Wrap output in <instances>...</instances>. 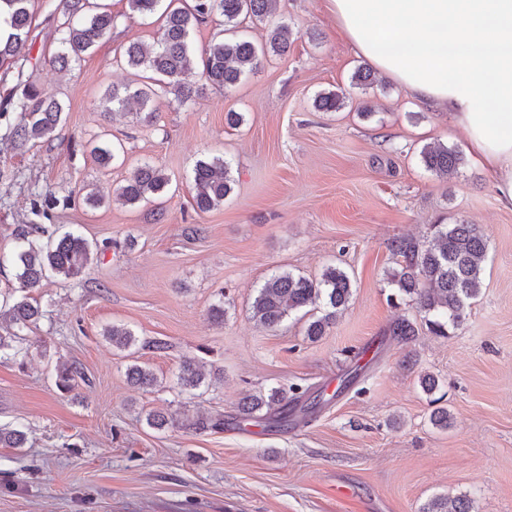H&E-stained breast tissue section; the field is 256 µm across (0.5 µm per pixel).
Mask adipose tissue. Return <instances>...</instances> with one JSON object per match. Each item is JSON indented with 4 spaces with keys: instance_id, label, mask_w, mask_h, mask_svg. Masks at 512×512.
Masks as SVG:
<instances>
[{
    "instance_id": "1",
    "label": "adipose tissue",
    "mask_w": 512,
    "mask_h": 512,
    "mask_svg": "<svg viewBox=\"0 0 512 512\" xmlns=\"http://www.w3.org/2000/svg\"><path fill=\"white\" fill-rule=\"evenodd\" d=\"M354 54L448 113L512 207V0H327Z\"/></svg>"
}]
</instances>
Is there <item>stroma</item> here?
I'll use <instances>...</instances> for the list:
<instances>
[{"label": "stroma", "mask_w": 512, "mask_h": 512, "mask_svg": "<svg viewBox=\"0 0 512 512\" xmlns=\"http://www.w3.org/2000/svg\"><path fill=\"white\" fill-rule=\"evenodd\" d=\"M107 3L117 27L62 72L52 57L64 4L30 0V38L0 68L1 113L32 83L56 95L65 118L53 140L21 148L0 121V252L47 195L50 234L72 229L101 247L80 282L53 279L35 292L41 318L16 358L0 360V427L27 433L24 448L0 447V512H419L433 496L463 493L478 512H512V209L448 115L382 76L351 88L360 61L325 0H280L276 18L293 32L286 55L227 90L192 72V104L161 94L153 123L113 116L100 107L106 89L145 81L124 65L125 47L154 44L161 22L126 14L125 0ZM341 87L351 91L343 109L315 108L318 93ZM229 111L242 113L240 126L226 124ZM105 140L124 149L108 168L90 153ZM430 143L463 152L455 177L424 168L419 152ZM217 155L230 164L232 191L202 213L191 172ZM145 160L169 176L167 193L115 202ZM91 189L102 206L85 204ZM440 221L478 225L488 242L482 292L444 336L387 280L400 261L394 242L426 240ZM330 265L349 274L353 295L325 336L309 341L297 313L273 329L254 323L250 302L272 274L314 279ZM403 317L419 324L407 344L387 335ZM113 324L170 348L124 357L103 336ZM188 357L222 378L181 392ZM134 360L158 386L129 385ZM74 361L86 378L67 394L56 366ZM425 373L446 394L448 429L429 421ZM295 384L326 401L307 421L234 425L243 397ZM184 409L223 414V430L145 421Z\"/></svg>", "instance_id": "1"}]
</instances>
